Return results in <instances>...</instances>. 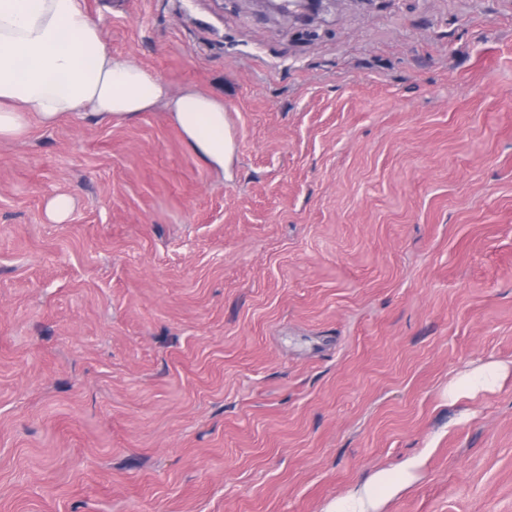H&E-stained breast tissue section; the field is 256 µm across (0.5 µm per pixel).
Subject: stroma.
Wrapping results in <instances>:
<instances>
[{"label": "stroma", "mask_w": 512, "mask_h": 512, "mask_svg": "<svg viewBox=\"0 0 512 512\" xmlns=\"http://www.w3.org/2000/svg\"><path fill=\"white\" fill-rule=\"evenodd\" d=\"M84 4L234 155L161 105L0 142V512H326L419 455L378 512H512V0ZM73 210V199L66 194L52 196L46 204V215L54 223L66 221ZM501 376V368L488 365L462 376L454 386L455 394L475 395L492 388Z\"/></svg>", "instance_id": "obj_1"}]
</instances>
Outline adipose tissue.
I'll return each mask as SVG.
<instances>
[{"mask_svg":"<svg viewBox=\"0 0 512 512\" xmlns=\"http://www.w3.org/2000/svg\"><path fill=\"white\" fill-rule=\"evenodd\" d=\"M159 104L198 158L223 171L233 141L222 101L195 91L171 94L140 64L112 54L84 0H0V140L24 138L32 124L49 129L65 118L121 123ZM422 465V458H411L400 480L378 477L326 512H376L382 490L401 488Z\"/></svg>","mask_w":512,"mask_h":512,"instance_id":"1","label":"adipose tissue"}]
</instances>
